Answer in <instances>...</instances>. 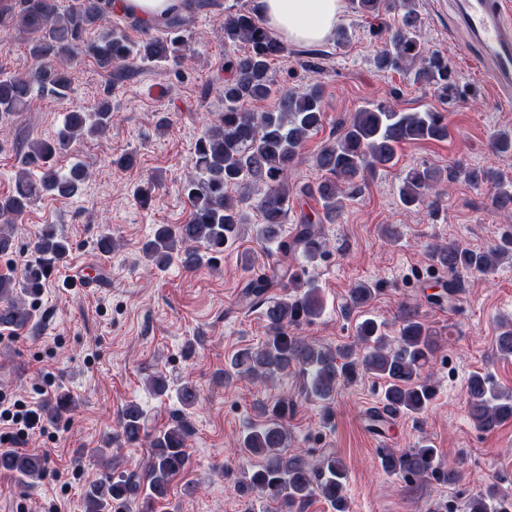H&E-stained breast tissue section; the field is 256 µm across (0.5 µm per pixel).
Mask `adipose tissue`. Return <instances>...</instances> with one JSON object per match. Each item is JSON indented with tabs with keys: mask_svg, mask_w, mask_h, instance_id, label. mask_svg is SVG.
Listing matches in <instances>:
<instances>
[{
	"mask_svg": "<svg viewBox=\"0 0 512 512\" xmlns=\"http://www.w3.org/2000/svg\"><path fill=\"white\" fill-rule=\"evenodd\" d=\"M267 29L294 44L323 42L335 27L343 0H259Z\"/></svg>",
	"mask_w": 512,
	"mask_h": 512,
	"instance_id": "adipose-tissue-1",
	"label": "adipose tissue"
}]
</instances>
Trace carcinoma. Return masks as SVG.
Segmentation results:
<instances>
[{"mask_svg": "<svg viewBox=\"0 0 512 512\" xmlns=\"http://www.w3.org/2000/svg\"><path fill=\"white\" fill-rule=\"evenodd\" d=\"M109 0H79L78 6L63 12L58 0H15L0 10V26L19 27L30 36L29 53L37 63L31 73L0 79V131L12 116L21 111L34 91L64 99L70 90L69 75L57 68L54 60L79 54L94 58L109 74L111 82H119L131 72L136 61L177 62L190 51L182 35L190 24L180 7L160 18L166 37H150L139 44L131 42L119 30L108 25ZM358 13L379 16L395 11L399 16L386 41L374 58L381 72L402 71L408 64L419 62L415 80L434 88L443 100L459 93L448 66V59L431 51L418 34L421 19L415 0H353ZM99 31L91 40L88 33ZM224 38L241 41L247 50L225 59L224 70L230 73L224 81V111L197 140L193 165L194 176L183 185V193L192 203L191 218L186 224H160L142 246L146 260L165 266L177 260L187 269L202 261L200 249L222 253L240 233L244 216L240 202L228 194V188L247 184L263 186L256 208L260 224L255 239L262 243H278L280 255L302 249L308 261L324 253L318 230L320 224H334L340 218L344 199L348 198L365 174L391 168L397 163V152L412 141L448 139V123L436 111L397 112L384 102L371 103L353 113L349 123L335 138L327 141L315 156V166L322 178L306 193L321 207L318 222L306 218L296 226L292 242L282 240L288 211L290 187L288 175L310 136L324 121L323 90L313 84L304 89L277 87L270 78V63L288 54V47L278 40L252 10L230 12L224 17ZM278 99L272 112H252L244 104ZM112 119L109 101H101L95 111L77 109L69 112L56 138L31 143L22 160L14 189L0 197V254L13 252V236L4 225L21 217L44 193L71 198L79 193L90 172L75 164L62 172L54 165L55 157L69 150L85 135L102 133ZM399 198L409 210L420 207L438 208L443 187L463 180L473 185L488 183L493 189L492 205L498 210H512V181L505 180L493 169L476 170L458 161L441 171L426 165L401 171ZM69 251L67 242L58 237L51 225L40 232L35 244V257L29 261L18 279L0 278V326L25 328L33 320L25 298L37 295L45 286L54 264ZM512 254V225L503 228L496 244L488 250H472L456 243L434 247L431 258L448 274L460 271L482 274L495 270L496 260ZM278 278L264 276L250 281L244 295L263 306L267 336L257 348L235 351L224 365V383L246 376L263 381L277 372L297 369L303 376L308 396L328 403L336 394L340 378L352 379L359 369L385 381L383 406L402 414H421L433 398L430 364L438 341L423 323L406 319L396 342L382 336L379 324L364 318L356 327V346L332 350L317 348L303 337L291 335L288 328L310 324L322 313L318 288L312 282L297 291L300 280L288 276L292 291L279 298L268 297ZM375 292L369 283H359L350 292L353 306L366 304ZM498 353L512 357V325L503 330L496 341ZM181 403L193 406L198 389L187 380L178 389ZM468 413L479 430H491L512 420V395L499 391L491 380L475 373L467 382ZM290 401L278 400L269 418L249 428L241 447L260 458L256 469L241 486L244 493L256 492L262 499L275 503L283 512H304L313 497L328 502L336 512H347L343 494L347 473L343 462L333 452L313 456L305 449L292 453L288 447ZM73 400L61 393L42 410L54 421L70 411ZM118 426L123 439L131 444L142 440L148 445V458L141 472L125 471L91 485L84 495V512H155L158 503L170 494L173 479L190 465L187 441L192 428L182 414L157 435L149 434L144 410L128 404L122 410ZM383 471L406 482L434 479L453 484L458 479L454 462L442 466L436 461V450L425 441L418 445L380 454ZM45 461L34 453L0 451V472L24 483L42 477ZM468 512H512V498L500 496L491 488L473 496Z\"/></svg>", "mask_w": 512, "mask_h": 512, "instance_id": "1", "label": "carcinoma"}]
</instances>
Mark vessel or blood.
I'll return each instance as SVG.
<instances>
[{
	"label": "vessel or blood",
	"instance_id": "vessel-or-blood-1",
	"mask_svg": "<svg viewBox=\"0 0 512 512\" xmlns=\"http://www.w3.org/2000/svg\"><path fill=\"white\" fill-rule=\"evenodd\" d=\"M461 25L479 42L492 84L512 89V0H457Z\"/></svg>",
	"mask_w": 512,
	"mask_h": 512
}]
</instances>
